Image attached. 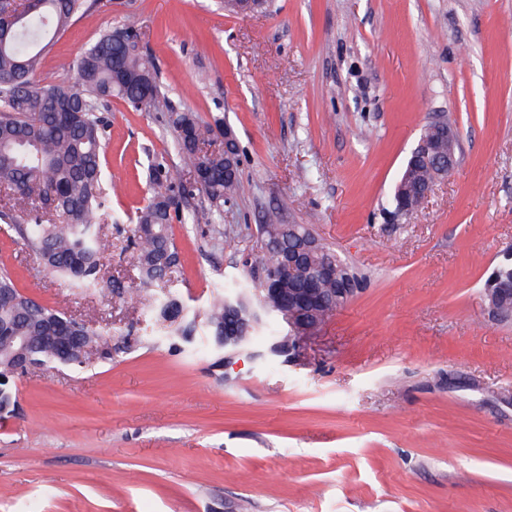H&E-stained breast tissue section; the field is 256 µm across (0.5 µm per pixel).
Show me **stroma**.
<instances>
[{"label":"stroma","mask_w":512,"mask_h":512,"mask_svg":"<svg viewBox=\"0 0 512 512\" xmlns=\"http://www.w3.org/2000/svg\"><path fill=\"white\" fill-rule=\"evenodd\" d=\"M39 72L75 82L107 30L136 34L173 111L223 118L241 150L221 212L181 203V263L140 288L131 219L150 168L189 173L164 115L105 103L116 187L104 280L39 272L0 230L19 288L112 338V357L19 375L0 420V512H512V323L482 292L512 250V0H89ZM457 163L412 214L393 186L422 128ZM310 225L366 281L299 350L199 356L157 308L202 307L259 274L268 209ZM224 248L212 247L213 225Z\"/></svg>","instance_id":"35a3bbf8"}]
</instances>
